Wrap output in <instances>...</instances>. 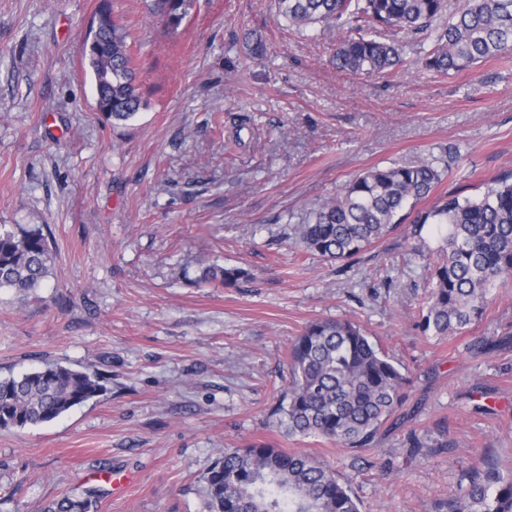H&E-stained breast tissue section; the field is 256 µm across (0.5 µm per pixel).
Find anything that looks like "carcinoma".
I'll use <instances>...</instances> for the list:
<instances>
[{
  "label": "carcinoma",
  "mask_w": 512,
  "mask_h": 512,
  "mask_svg": "<svg viewBox=\"0 0 512 512\" xmlns=\"http://www.w3.org/2000/svg\"><path fill=\"white\" fill-rule=\"evenodd\" d=\"M194 0H151L149 12L178 29ZM277 15L297 27L321 25L347 33L336 45V69L386 76L404 46L376 32L400 30L420 39V62L435 73L458 72L512 52V0H465L445 16L446 0H275ZM98 31L84 43L97 108L127 121L142 101L134 84L130 30L118 23L108 0ZM444 171L422 160L375 166L318 204L293 228L295 243L324 259L352 258L407 222L419 241L416 255L430 271L431 290L420 326L445 337L482 318L488 292L512 278V170L484 183L481 193H450L427 210H415L442 181ZM437 225L442 244L422 237ZM53 259L42 227L17 231L0 225V289L24 296L40 287ZM205 280L233 287L250 278L243 267H209ZM291 380L274 410L291 436L320 437L342 448L371 446L382 425L408 399L411 380L361 329L347 320L310 323L288 353ZM100 378L59 363L0 378V430L52 421L102 395ZM208 512H360L352 490L321 462L267 443L226 448L205 476ZM88 501L66 497L53 512H88ZM445 512H512V471H477Z\"/></svg>",
  "instance_id": "carcinoma-1"
}]
</instances>
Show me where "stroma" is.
Segmentation results:
<instances>
[{
	"label": "stroma",
	"instance_id": "35a3bbf8",
	"mask_svg": "<svg viewBox=\"0 0 512 512\" xmlns=\"http://www.w3.org/2000/svg\"><path fill=\"white\" fill-rule=\"evenodd\" d=\"M101 0H0V225H48L54 259L25 298L0 289V378L55 361L103 395L53 421L0 430V512H206L226 448L304 451L361 512H440L476 469L512 470V282L480 322L418 326L430 292L406 228L360 256L295 246L313 207L374 166L438 159L436 187L476 196L512 169V54L449 74L404 62L338 71V32L279 19L274 0H195L177 31L144 0H112L136 26L143 102L100 112L82 40ZM261 38L249 58L246 38ZM249 280L203 285L207 267ZM347 319L412 380L375 446L292 437L272 409L288 350L314 321ZM424 430L428 448L408 437ZM135 481L112 492L110 476Z\"/></svg>",
	"mask_w": 512,
	"mask_h": 512
}]
</instances>
